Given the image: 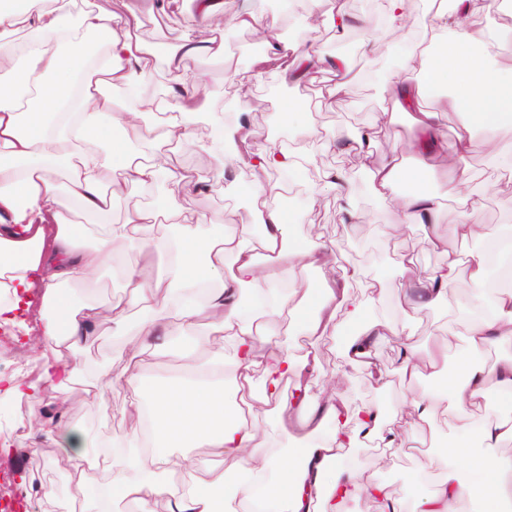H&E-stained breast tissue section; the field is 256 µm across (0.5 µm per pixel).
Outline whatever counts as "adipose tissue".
<instances>
[{
  "instance_id": "obj_1",
  "label": "adipose tissue",
  "mask_w": 512,
  "mask_h": 512,
  "mask_svg": "<svg viewBox=\"0 0 512 512\" xmlns=\"http://www.w3.org/2000/svg\"><path fill=\"white\" fill-rule=\"evenodd\" d=\"M475 3L454 0L453 8L434 10L415 78L403 77L398 69L382 77L387 109L379 113V122L392 123L394 110L413 108L407 145L421 161L411 173L414 189L397 193L401 159L394 153L376 158L373 130L360 132L348 146L368 170L374 195L395 209V232L426 226L425 242L441 257L423 274L411 255H400L399 274L417 304L448 305L460 265L468 267L475 317L463 331L468 356L450 375L447 348L419 353L412 330L366 319L364 302L348 290L359 269L340 266L332 247L302 245L292 232L290 214L275 204L283 184L262 179L271 168L294 171L311 205L332 194L350 215L354 209L342 170L324 169L318 182H308L307 154L273 141L252 144V131L209 116L203 151L216 166L229 158L255 174L242 188L249 218L228 231L222 218L176 210L177 196L206 192L212 179L171 170L156 149L163 142L191 140L190 127L199 117L189 102L207 90L208 79L205 71H189L183 61L222 53L210 24L217 0H197L191 17L197 36L171 55L168 92L152 99L140 96L152 67L142 47L124 33L128 16L87 9L74 19L50 7L49 0H0V327L22 328L37 317L40 346L37 380L0 373V399L26 403L30 425L78 474L68 512H116L126 502L134 503L136 512H155L160 502L166 512H348L349 502L362 500L377 503L378 512H464L468 504L474 512H512V459L496 453L502 442L512 441V356L491 365L478 360L483 351L512 344V285L491 287L486 281L493 260L512 278V238L494 240L488 226L474 221L481 201L470 195L462 197L448 223H441V204L427 189L435 159L447 161L446 179H465L476 146L498 153L497 131L512 127V64L500 60L503 46L512 42V27L478 28ZM21 28L31 32V39L12 42ZM319 73L334 77L325 99L348 91L349 62L318 50L301 51L294 66L266 77L288 85ZM107 85L125 92V99L106 97ZM156 112L164 114V121L145 124L144 115ZM447 119L459 122L448 136L441 129ZM116 122L130 130V137H113ZM479 130L486 133L480 143L475 140ZM114 167L120 175L103 183V170ZM161 180L169 183L166 195L153 207H128L123 223L129 233L114 235L110 211L128 185L151 187ZM64 197L69 200L65 206L60 203ZM162 222L173 223L171 237L134 240L143 225ZM488 239L495 249L491 255L475 252L463 260L454 249L458 242ZM131 248L142 260L164 254L169 271L167 277L147 279L142 260L122 270L127 294L111 303V317H122L132 303L150 311L138 325L146 341L128 351L126 364H151L168 349L174 325L186 335L212 326L235 340L237 358L226 366L223 349H215L190 377L154 387L147 399L138 382H131L125 415L137 424L144 408H151V444L143 445L135 432L121 451L104 445L92 452L75 423L44 413L43 389L74 383L77 345L107 320L96 298L74 302L72 285L92 281L102 265ZM311 270L324 279V287L306 279ZM271 320L309 336L334 335L347 364L367 369L379 383L384 376L375 365L377 347L386 337H399L401 376L410 383L427 373L438 377L437 394L450 401L452 432L438 455L442 476L417 499L415 510H408L406 496H392L385 485L361 478L347 465L345 452L371 442L399 450L414 447L413 431L427 423L432 396L412 399L387 428L384 411L376 405L350 414L329 400L312 406L304 398L287 399L284 407L313 430V438L285 458L269 457L258 447L260 407L278 397L284 380L318 366L317 355L272 349ZM258 369L265 374L259 394L250 390ZM491 382L499 389L498 410L482 407ZM201 446L212 449L214 462L183 457L182 479H166L169 448ZM97 468L107 470V479L85 480V473Z\"/></svg>"
}]
</instances>
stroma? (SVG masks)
Segmentation results:
<instances>
[{
  "label": "stroma",
  "instance_id": "1",
  "mask_svg": "<svg viewBox=\"0 0 512 512\" xmlns=\"http://www.w3.org/2000/svg\"><path fill=\"white\" fill-rule=\"evenodd\" d=\"M192 0H168L164 11L151 6V0H55V5L65 11L77 12L83 6L116 13H133L130 34L138 41L152 60L153 77L145 86L148 97L163 95L167 87V61L173 51L193 32L187 24ZM222 12L216 14L211 24L221 31L224 39L223 55L200 61L186 60L188 69H205L209 74V96L200 99L199 111L220 112L228 126L247 121L257 142L264 143L282 137L288 138L312 159L308 171L310 181H317L321 171L335 167L346 172L348 191L356 213L347 217L340 211L334 196H324L319 207H311L298 191L287 189L278 203L287 210L294 222L295 236L307 244H325L333 247L341 264H354L366 276L380 279L383 288L375 303H369V316L406 324L413 328L420 350L434 343L446 341L449 325L460 326L472 317L471 288L467 277H460L450 292L446 307L412 311L404 300L401 278L396 260L399 252L413 253L420 270L434 268L438 256L423 244L424 229L413 225L404 236L392 237L396 213L378 200L370 186L368 172L347 153V146L359 131L366 129L384 103L383 85L378 73L389 69L393 52L380 47L365 52L367 32L364 19L372 17L374 0H348L347 8L354 22L345 35H338L332 22H324L318 30H310L296 13H277L276 35H290V48L304 50L310 47L330 56H347L353 59V80L347 94L330 102L309 106L300 119L290 123L283 119L285 105L293 99L304 100L309 94H320L323 79L299 84L280 85L253 79L258 71L260 53L251 51V44L259 40V33L236 27L231 18L246 11L261 12L263 0H223ZM245 78V85H238V78ZM330 142L331 150H323V142ZM500 154L512 153V130L502 129L498 134ZM494 155L476 149L469 160L467 192L480 196L482 208L477 215L485 224L503 236H512V175L508 174ZM251 173L245 167L226 166L224 177L206 194H184L175 205L180 210L204 212L223 217L225 224L241 223L248 216V200L239 185L248 181ZM142 305H130L125 314L124 329L115 333L103 329L98 335L82 342L76 351L81 366L80 381L68 391L49 389L45 392L47 403L62 407L68 418L81 428L87 443L94 444L121 440L133 429L124 419L122 410L130 396L126 376L122 372L123 355L137 332L135 323L144 316ZM281 346L296 355L313 351L319 356L318 369L306 376L308 397L323 399L339 396L350 409L367 404L382 406L387 415L403 410L412 391L425 392L435 386L434 377L422 378L416 389H409L397 372L396 337L380 344L377 365L386 374L387 387H379L362 370L345 369V358L335 337L303 336L296 331L279 336ZM109 369L111 385L102 399L86 396L84 384L96 380L101 369ZM28 408L17 404L11 409L10 431L6 437L14 453L0 457V502L13 501L19 512H66L73 484L64 473L66 459L58 456L53 446H45L43 457L30 456V448L39 446V440L28 429ZM257 443L271 457L286 456L290 445L301 443L303 435L288 424L286 413L277 403H270L269 412L258 419ZM449 433L445 403H438L433 410L430 425L419 430L418 448L411 454L395 453L382 456L372 446L352 448L348 451L350 465L363 478H374L385 483L398 494L409 493L417 499L431 490L428 476L419 475L420 467L428 465L438 456L441 445ZM29 473L34 482L50 485L53 495L48 499L30 496L29 489L20 485L17 472Z\"/></svg>",
  "mask_w": 512,
  "mask_h": 512
}]
</instances>
